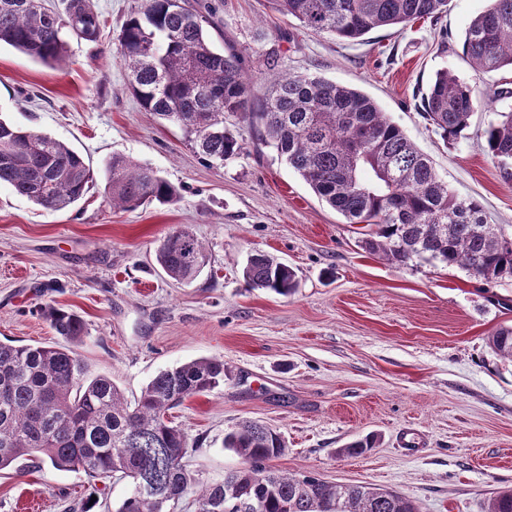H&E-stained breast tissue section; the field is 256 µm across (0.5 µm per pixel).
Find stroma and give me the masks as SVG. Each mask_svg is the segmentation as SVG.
<instances>
[{
    "label": "stroma",
    "mask_w": 512,
    "mask_h": 512,
    "mask_svg": "<svg viewBox=\"0 0 512 512\" xmlns=\"http://www.w3.org/2000/svg\"><path fill=\"white\" fill-rule=\"evenodd\" d=\"M211 2L225 45L240 52L257 89L276 77L263 64L271 51L288 71L359 89L432 158L452 191L512 232V180L483 137L497 112L512 108V98L489 104L485 94L512 83V72L476 71L461 48L491 0H448L438 21L351 42L312 33L267 0ZM92 3L100 39L70 42L65 62L47 66L0 45V119L65 142L95 175L86 196L62 210L0 187V341L58 343L40 306L75 311L87 331L76 348L87 378H111L130 401L163 369L223 359V384L171 413L197 442L188 461L202 481L242 467L224 436L255 420L284 439L274 462L282 472L394 490L418 512H486L493 493L512 488V363L488 344L512 325V281L487 283L442 264L398 267L366 253L357 225L258 145L239 118L227 126L242 152L221 164L205 160L128 88L118 35L139 0ZM443 68L478 100L464 135L450 144L417 109ZM116 155L153 167L180 201L109 205L104 188ZM179 227L208 252L187 283L155 261L162 239ZM257 252L296 270L295 294L246 285L242 269ZM370 436L375 448L344 454ZM126 491L122 481L97 491L85 474L31 459L0 473V512H64L92 497L96 512H116Z\"/></svg>",
    "instance_id": "stroma-1"
}]
</instances>
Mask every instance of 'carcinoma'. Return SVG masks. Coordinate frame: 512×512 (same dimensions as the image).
Instances as JSON below:
<instances>
[{
	"label": "carcinoma",
	"mask_w": 512,
	"mask_h": 512,
	"mask_svg": "<svg viewBox=\"0 0 512 512\" xmlns=\"http://www.w3.org/2000/svg\"><path fill=\"white\" fill-rule=\"evenodd\" d=\"M318 34L357 41L381 27L436 20L448 0H269ZM215 7L198 0H142L122 25L119 53L140 106L177 124L204 158L224 161L242 145L224 127L241 116L258 144L276 152L313 193L366 228L362 248L397 266L415 261L458 266L486 282L512 280V233L488 221L472 200L460 198L379 106L356 88L313 74L281 73L263 91L253 88L241 56L218 52L207 28ZM101 19L89 0H66L48 10L41 0H0V42L43 63L62 61L69 39L97 42ZM485 72L512 69V0L469 24L462 45ZM475 107L471 86L443 69L422 95L421 115L447 142L468 127ZM488 154L512 179V110L484 130ZM0 185L45 209L67 208L89 191L90 166L64 142L0 120ZM105 193L112 205L135 209L147 200L181 199L178 189L147 164L114 156ZM156 261L177 282L196 277L207 249L193 232L177 228L156 250ZM250 288L288 296L296 272L256 253L243 269ZM41 314L65 341L55 346L0 342V472L25 457L82 472L105 484L125 481L129 492L116 512H176L193 495L196 512H417L394 490L336 485L312 474L274 469L284 454L279 432L243 421L224 436V447L245 466L206 484L187 468L197 445L172 425L169 411L224 382V360L205 358L159 371L130 405L106 376L85 377L74 350L85 322L52 303ZM493 353L512 362V327L489 338ZM487 512H512V489L495 492Z\"/></svg>",
	"instance_id": "cac0c4a2"
}]
</instances>
